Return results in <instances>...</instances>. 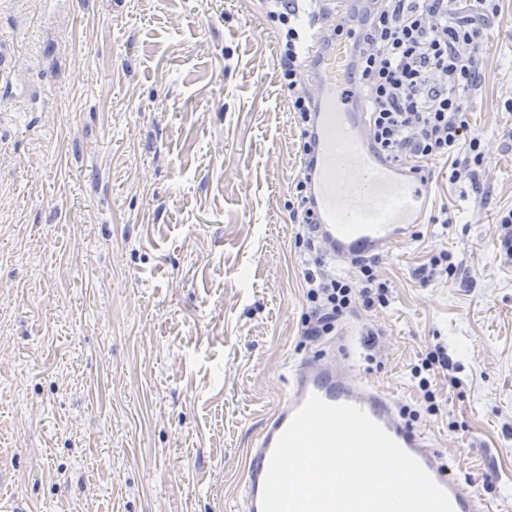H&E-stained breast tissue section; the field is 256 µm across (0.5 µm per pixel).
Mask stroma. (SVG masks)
Segmentation results:
<instances>
[{
    "label": "stroma",
    "mask_w": 512,
    "mask_h": 512,
    "mask_svg": "<svg viewBox=\"0 0 512 512\" xmlns=\"http://www.w3.org/2000/svg\"><path fill=\"white\" fill-rule=\"evenodd\" d=\"M468 101L483 187L432 165L429 220L381 256L387 307L316 341L290 203L303 128L266 0H0V512H243L286 366L345 346L415 429L512 512V0ZM448 210L455 222L433 223ZM454 280L423 284L439 251ZM382 330V346L366 345ZM464 367L444 412L410 370ZM457 266L452 261V255L448 251H440L437 254H433L427 264H423L418 269L417 276L422 283H427L435 275L444 276L446 278H452L455 276ZM419 361L420 363L411 368V376L414 381L418 380L417 387L422 392L424 402L428 404L427 411L435 415L440 412L442 406L437 401L438 380L448 377L451 387L458 385L454 373L460 369V365L453 361L448 354V348L442 344L434 345Z\"/></svg>",
    "instance_id": "35a3bbf8"
}]
</instances>
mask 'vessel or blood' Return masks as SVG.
Wrapping results in <instances>:
<instances>
[{"mask_svg": "<svg viewBox=\"0 0 512 512\" xmlns=\"http://www.w3.org/2000/svg\"><path fill=\"white\" fill-rule=\"evenodd\" d=\"M319 21L307 29V54L317 60L308 81L314 112L309 136L314 149L299 167L309 177V205L315 219L313 237L336 260L389 253L422 223L432 185L423 175L398 174L375 153L364 115L347 83L342 44L332 40L323 16L335 15V0H320ZM345 355L322 354L292 370L288 389L267 420L255 448L246 457L243 485L245 512H261V495L270 458L297 409L315 395L331 404H353L379 424L416 458L449 495L454 512H493L451 476L445 454L427 436L402 419L396 402L377 386L360 382Z\"/></svg>", "mask_w": 512, "mask_h": 512, "instance_id": "obj_1", "label": "vessel or blood"}]
</instances>
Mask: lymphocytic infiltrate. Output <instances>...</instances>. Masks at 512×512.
<instances>
[{
  "instance_id": "f902f5d3",
  "label": "lymphocytic infiltrate",
  "mask_w": 512,
  "mask_h": 512,
  "mask_svg": "<svg viewBox=\"0 0 512 512\" xmlns=\"http://www.w3.org/2000/svg\"><path fill=\"white\" fill-rule=\"evenodd\" d=\"M467 15H459L458 0H369L368 6L337 17L335 36L352 31L349 69L353 95L366 114L367 130L377 154L393 162L409 161L415 174L433 163H451L450 182L479 186L485 168L484 140L471 131L468 94L484 74L477 64L489 20L500 14L497 0H465ZM276 16L287 23L282 70L288 82L292 110L309 124L311 107L300 81L302 40L291 22V0H274ZM378 261L359 258L354 270L339 275L316 263L306 273V297L311 305L304 334L331 332L336 322L357 308L389 303V282L379 280ZM447 347L434 345L411 369L427 410L438 414V380L457 385Z\"/></svg>"
}]
</instances>
